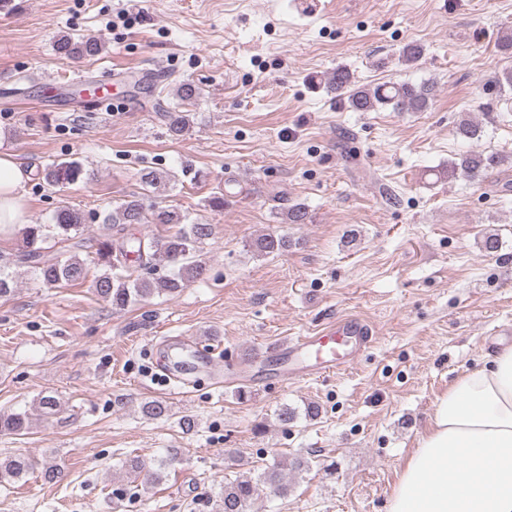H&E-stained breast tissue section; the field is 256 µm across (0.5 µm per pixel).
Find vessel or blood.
<instances>
[{"label": "vessel or blood", "instance_id": "vessel-or-blood-1", "mask_svg": "<svg viewBox=\"0 0 512 512\" xmlns=\"http://www.w3.org/2000/svg\"><path fill=\"white\" fill-rule=\"evenodd\" d=\"M374 330L367 322L353 318L330 326L324 332L281 344L276 357L280 377L293 383L308 376L349 367L371 347ZM215 362L185 346H178L165 370L172 379L201 371H214Z\"/></svg>", "mask_w": 512, "mask_h": 512}]
</instances>
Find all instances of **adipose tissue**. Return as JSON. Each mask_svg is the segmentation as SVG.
Here are the masks:
<instances>
[{
  "label": "adipose tissue",
  "mask_w": 512,
  "mask_h": 512,
  "mask_svg": "<svg viewBox=\"0 0 512 512\" xmlns=\"http://www.w3.org/2000/svg\"><path fill=\"white\" fill-rule=\"evenodd\" d=\"M26 168L0 151V235L27 223ZM388 512H512V345L436 397Z\"/></svg>",
  "instance_id": "1"
}]
</instances>
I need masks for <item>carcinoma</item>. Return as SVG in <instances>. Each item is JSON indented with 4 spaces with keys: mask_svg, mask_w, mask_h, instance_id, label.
<instances>
[{
    "mask_svg": "<svg viewBox=\"0 0 512 512\" xmlns=\"http://www.w3.org/2000/svg\"><path fill=\"white\" fill-rule=\"evenodd\" d=\"M58 53L68 57L95 56L101 50V41L92 37L74 38L61 36L56 44ZM331 92L341 100H347L356 112H371L379 107H390L397 112H422L435 95V86L408 82H388L374 87H357L349 71L338 68L328 79ZM179 102L158 104L164 113L169 132L174 136L186 133L191 125L190 113L181 110V104L196 98L195 85L184 82L176 90ZM481 127L464 118L456 134L463 140L480 137ZM504 158L498 153H463L449 164L448 174L460 176L473 183L484 181L503 165ZM84 173L77 161H61L45 168L42 179L52 187L76 184ZM147 187L158 189L170 182L169 175L159 169H148L142 175ZM87 218L79 210L66 205L59 207L53 223L28 224L22 231L21 259L32 266L38 278L48 288L82 285L88 278V266L75 255L65 258L45 257L40 243L46 238L45 230L51 229L63 241L79 236L86 226ZM161 224L177 227V231L161 241H145L143 236L130 232L139 224ZM104 224L119 229L121 236L107 235L97 242L92 262L103 267V271L92 280L94 294L113 308L122 310L132 304L146 301L154 296L172 295L182 290L187 283L200 280L205 267L195 259V254L213 236V225L202 222H187L181 211L158 208L146 211L144 200L133 196L112 209ZM291 242L287 236L275 232L266 233L254 242L255 251L261 256L281 255L288 251ZM32 422L27 412L0 413V435L25 436L30 433ZM40 468L44 478H55V466L48 460H35L21 455L0 458V482L20 480L30 471ZM286 497L290 485L279 466L274 465L253 478L242 475L224 483L219 496L218 512H247L257 497L260 487Z\"/></svg>",
    "mask_w": 512,
    "mask_h": 512,
    "instance_id": "cac0c4a2",
    "label": "carcinoma"
}]
</instances>
